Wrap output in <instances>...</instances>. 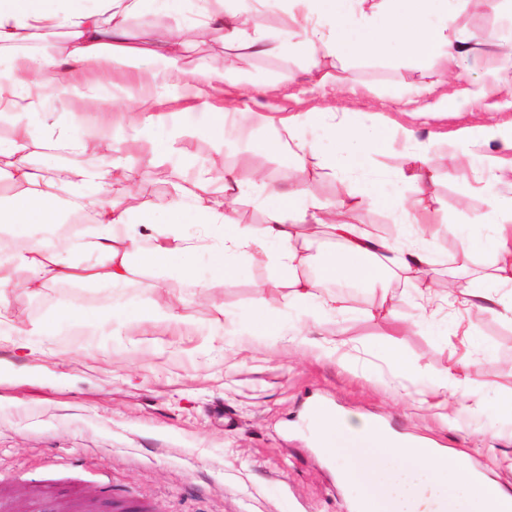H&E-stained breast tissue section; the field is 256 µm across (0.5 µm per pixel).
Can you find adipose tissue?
I'll return each instance as SVG.
<instances>
[{
    "label": "adipose tissue",
    "mask_w": 512,
    "mask_h": 512,
    "mask_svg": "<svg viewBox=\"0 0 512 512\" xmlns=\"http://www.w3.org/2000/svg\"><path fill=\"white\" fill-rule=\"evenodd\" d=\"M286 11L282 37L270 43L261 27L243 30L236 14L225 11L224 0H195L197 18L189 25L168 31L133 32L118 21L119 15L137 7L139 0H0V51L9 50L39 33L64 30L63 46L52 45L25 56L7 72L0 73V115L10 112H39L46 100L64 104L75 99L93 102L103 124L113 113L132 115L133 138L142 141L152 160H162L167 144L154 139L158 125L157 104L144 91L121 83L106 85L101 76L90 73L94 64L140 68L161 58L178 66L184 50L207 39L212 32L257 54H273L289 46L293 37H302L312 54L359 57L401 48L417 58L442 56L449 67L459 66L471 53L472 43L450 35L448 23L459 10L468 7L493 8L497 0H295ZM226 80L220 73L194 76L188 81L195 110L206 120V129L216 145L224 143L227 110L206 101V92L221 93ZM321 126L336 141V151L328 159L337 172L364 169L371 156L385 150L387 141L367 113L306 112L288 120L280 137L267 141L269 154L282 152L301 165L317 155L316 140L303 136L310 124ZM101 128L71 135L55 132L52 125H16L9 140L0 141V156L10 158L12 171L7 205L0 206V224L52 225L60 223L65 208L75 206L91 215L84 232L39 246L22 238L0 246V327L9 326V288H39L59 280L88 281L106 286L126 283L135 267L165 269L176 279L192 277L190 259L205 253L215 278L227 279L231 259L263 247L278 273L290 279V301L307 305L315 313L343 311L344 302L330 285L365 284L387 271L414 272L420 299L432 304L460 300L467 317L502 310L512 319V298L503 299L499 290L512 288V197L502 196L493 183L481 191L485 209L476 223L489 232L473 238L463 226L449 224L458 233V259L468 261L477 250L493 257L492 270L473 287L435 288L429 273L434 258L426 245L403 249L392 240L371 236L343 219L344 204L324 202L313 188L292 191L265 183L261 171L250 159L228 173L210 169L193 175L194 191L156 204L154 211L133 212L117 207L112 199H87L83 188L98 183L100 174L89 168L79 180L61 179L56 171L38 175L31 171L27 156L44 141L78 153L102 154L112 159L114 179H130L133 172L119 156V148ZM419 166L383 188L370 183L351 191L354 202L387 208L400 219V233L409 225L429 224L433 213L425 204L429 172L436 158L429 151L418 157ZM222 183L227 201L252 192H262L267 204V220L259 225L228 223L223 210L210 204L215 183ZM195 215L199 231L186 235L181 228L184 212ZM163 221H156L155 213ZM336 239L339 248L331 254L319 274L311 279L297 274L306 260L308 243L323 236ZM149 245H142V238Z\"/></svg>",
    "instance_id": "adipose-tissue-1"
}]
</instances>
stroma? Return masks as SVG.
I'll return each instance as SVG.
<instances>
[{
	"label": "stroma",
	"instance_id": "35a3bbf8",
	"mask_svg": "<svg viewBox=\"0 0 512 512\" xmlns=\"http://www.w3.org/2000/svg\"><path fill=\"white\" fill-rule=\"evenodd\" d=\"M190 16V6L177 2L163 12L154 0H142L125 24L161 31ZM449 31L478 42L454 76L440 57L323 56L314 67L291 49L256 55L220 36L194 45L178 68L152 62L167 125L187 119L177 99L182 76L221 73L229 64L245 85L226 88L224 101L243 113L228 119L223 149L202 134L156 164L129 139L127 121H116L109 133L140 176L109 185V194L123 207L145 209L199 167L236 169L246 144L262 158L269 182L291 190L313 183L326 200L346 199L354 183H392L412 166L417 147L434 150L464 127L512 121V71L501 70L512 49V0L492 11L462 10ZM460 84L483 86L486 94L443 110L440 97ZM331 107L371 114L386 135L387 149L362 172L346 178L318 159L298 167L287 155L265 154L281 117ZM483 151L495 159L491 168L477 170L460 150L435 168L428 193L439 221L425 244L437 276L466 288L487 272L490 259L481 255L459 267V240L448 224L483 211L484 180L512 197V150L492 141ZM191 265L194 280L174 288L164 272L137 270L130 288L112 297L130 307L128 316L73 324L57 336L29 330L62 310L101 309V285L8 289L10 321L28 335H0V482L37 487L27 512H56L80 495L94 499L96 512H350L355 492L339 482L307 421L318 403L424 440L512 494V414L495 409L512 397V320L486 313L464 335L458 306L422 311L414 281L387 274L346 298L342 313L316 318L303 305L290 306L280 327L289 338L283 344L249 316L260 295L280 299L289 292L267 252L236 259L233 278L224 282L213 280L206 256ZM385 294L394 298L392 309L379 305ZM157 305L174 320L144 318ZM388 343L418 371H391L383 354ZM29 345L35 354L26 353ZM455 360L468 361L483 410L457 408L437 393Z\"/></svg>",
	"mask_w": 512,
	"mask_h": 512
}]
</instances>
